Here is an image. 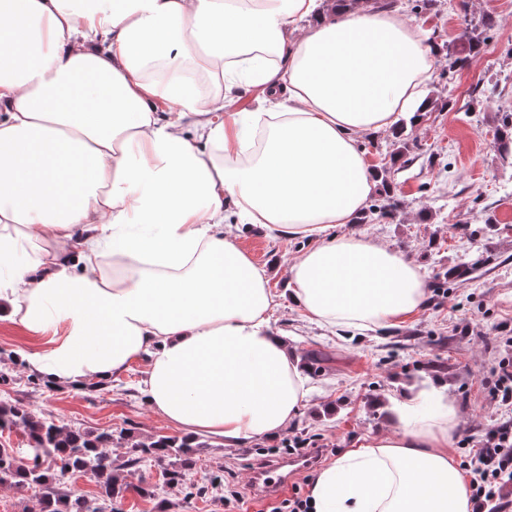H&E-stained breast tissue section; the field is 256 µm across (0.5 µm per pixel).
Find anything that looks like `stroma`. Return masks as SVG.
I'll list each match as a JSON object with an SVG mask.
<instances>
[{
  "label": "stroma",
  "instance_id": "stroma-1",
  "mask_svg": "<svg viewBox=\"0 0 512 512\" xmlns=\"http://www.w3.org/2000/svg\"><path fill=\"white\" fill-rule=\"evenodd\" d=\"M405 16L438 32L440 48L423 95L437 108L418 124L400 114L414 148L413 161L394 175L399 207L393 219L377 224H345L340 233L366 235L412 258L428 289L424 307L395 327L378 331L340 328L329 331L307 321L286 291L287 270L309 248L306 239H282L248 224L234 227L239 244L265 270L277 298L271 314L274 330L284 334L299 360L320 353L323 361L310 374L311 395L289 424L288 435L310 438L323 449L346 450L359 437L387 427L382 401L407 387L444 381L459 415L452 450L456 460L476 450L484 432L502 413L488 386L503 356L501 332L512 334V165L500 157L496 128L512 111V0H437L432 9ZM490 19L483 53L459 71H449L446 49L455 48L466 25ZM486 259L479 277L438 286L435 275L461 262ZM46 338L20 324L0 320V399L57 417L85 431L131 429L135 438L174 435L140 397L137 385L147 369L132 361L111 386L81 389L45 386L19 358L45 348ZM127 448L113 446L116 475L127 490L119 512H270L269 502L251 492L254 459L246 446L225 445L214 437L196 456L187 479L207 485L228 471L242 494L225 509L219 493L184 499L180 489L163 499L142 496L162 484L165 463L126 466Z\"/></svg>",
  "mask_w": 512,
  "mask_h": 512
}]
</instances>
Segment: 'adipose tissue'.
I'll return each mask as SVG.
<instances>
[{
  "label": "adipose tissue",
  "mask_w": 512,
  "mask_h": 512,
  "mask_svg": "<svg viewBox=\"0 0 512 512\" xmlns=\"http://www.w3.org/2000/svg\"><path fill=\"white\" fill-rule=\"evenodd\" d=\"M320 3L0 0V297L49 339L27 369L79 386L144 358L141 393L186 436L279 437L304 367L270 326L263 269L224 232L231 205L316 239L288 271L311 321L394 327L422 307L412 259L334 230L376 186L355 134L419 105L430 46L393 12ZM242 87L275 111L234 110ZM386 418L317 474L313 512H472L446 385L407 390Z\"/></svg>",
  "instance_id": "adipose-tissue-1"
}]
</instances>
